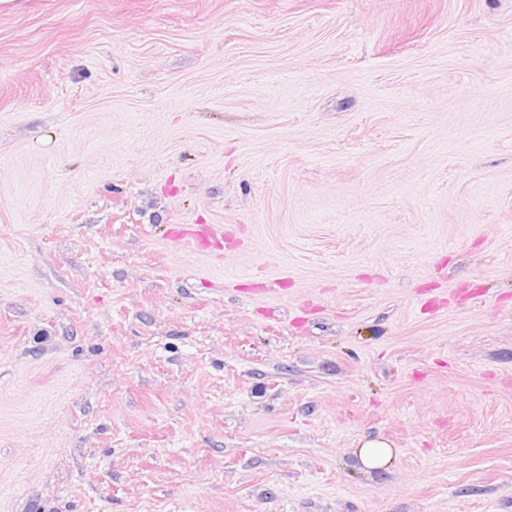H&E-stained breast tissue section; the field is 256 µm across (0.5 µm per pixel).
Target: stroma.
Returning <instances> with one entry per match:
<instances>
[{
  "instance_id": "stroma-1",
  "label": "stroma",
  "mask_w": 512,
  "mask_h": 512,
  "mask_svg": "<svg viewBox=\"0 0 512 512\" xmlns=\"http://www.w3.org/2000/svg\"><path fill=\"white\" fill-rule=\"evenodd\" d=\"M0 512H512V0H0ZM393 454L394 452L387 442L377 439L366 440L358 451L362 464L371 469L387 465L391 461Z\"/></svg>"
}]
</instances>
